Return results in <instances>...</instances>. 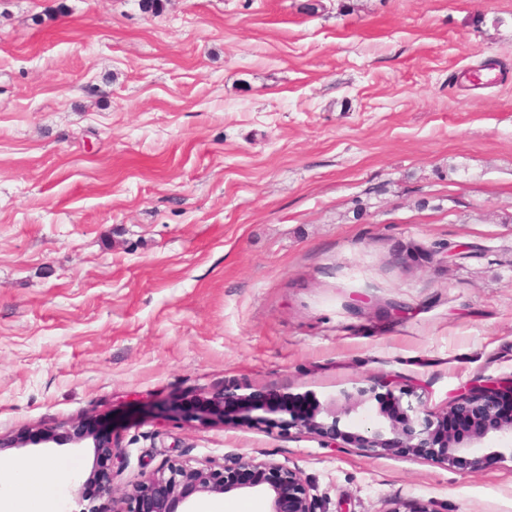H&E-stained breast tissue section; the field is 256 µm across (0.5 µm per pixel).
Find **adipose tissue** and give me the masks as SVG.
I'll list each match as a JSON object with an SVG mask.
<instances>
[{
  "mask_svg": "<svg viewBox=\"0 0 512 512\" xmlns=\"http://www.w3.org/2000/svg\"><path fill=\"white\" fill-rule=\"evenodd\" d=\"M61 477L58 469L40 460L16 465L11 489L0 491V512H51Z\"/></svg>",
  "mask_w": 512,
  "mask_h": 512,
  "instance_id": "adipose-tissue-1",
  "label": "adipose tissue"
}]
</instances>
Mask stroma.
<instances>
[{
	"label": "stroma",
	"instance_id": "35a3bbf8",
	"mask_svg": "<svg viewBox=\"0 0 512 512\" xmlns=\"http://www.w3.org/2000/svg\"><path fill=\"white\" fill-rule=\"evenodd\" d=\"M511 377L512 0H0V475L97 470L35 441L90 419L116 512L234 453L326 512H512L510 460L193 412L366 380L438 415ZM75 435L82 440L91 439L93 448H98V456L101 459H106L113 466L112 447H116L112 444V437L103 431H97L85 425L71 426V428L62 425L46 430L42 437L44 442H54L61 445L64 442L71 441V438Z\"/></svg>",
	"mask_w": 512,
	"mask_h": 512
}]
</instances>
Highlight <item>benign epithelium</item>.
<instances>
[{"instance_id": "1", "label": "benign epithelium", "mask_w": 512, "mask_h": 512, "mask_svg": "<svg viewBox=\"0 0 512 512\" xmlns=\"http://www.w3.org/2000/svg\"><path fill=\"white\" fill-rule=\"evenodd\" d=\"M246 386L235 384L213 393L197 408L198 418L262 423L264 413H280L283 422L299 429L313 431L335 443L339 440L376 454H388L403 449L407 454L427 461L443 463L465 474L492 466L512 456V448H498L482 455L476 445L491 434L512 438V413L501 411L503 398L512 401V384L485 380L464 388L458 398L441 416L424 413L421 402L402 403V397L392 400L399 412L392 415L381 406L379 418L371 426L350 428L351 418L373 403L381 404L384 396L377 388L359 382L343 387L319 401L310 394L275 395L266 402ZM91 440L98 456L113 462L112 437L89 426L68 428L57 426L42 434L43 441L63 444L72 437ZM245 490L265 496L269 512H317L319 503L298 472L275 461H258L240 453L221 464L201 467L180 461H166L137 484L129 496L127 512H176L191 495L230 493ZM387 512H435L431 503L408 499L394 503Z\"/></svg>"}]
</instances>
